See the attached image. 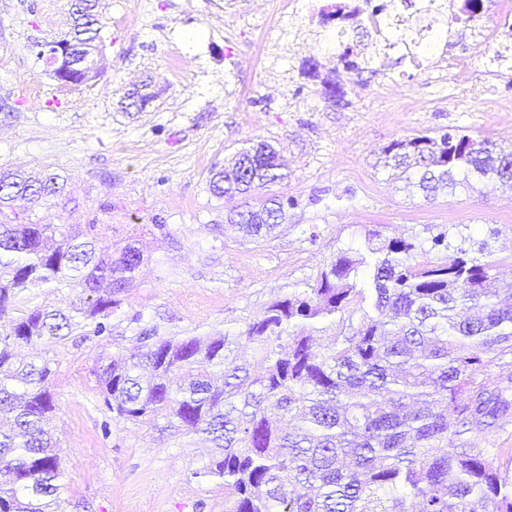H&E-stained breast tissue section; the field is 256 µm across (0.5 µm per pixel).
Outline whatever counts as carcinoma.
Listing matches in <instances>:
<instances>
[{"label":"carcinoma","instance_id":"obj_1","mask_svg":"<svg viewBox=\"0 0 512 512\" xmlns=\"http://www.w3.org/2000/svg\"><path fill=\"white\" fill-rule=\"evenodd\" d=\"M65 40L99 38L101 21L75 4ZM394 27L396 44L432 52ZM348 47L337 65L367 61ZM397 178L424 196L474 182L512 184V150L450 129L384 148ZM276 151L258 142L224 167L212 192L232 198L286 178ZM59 175L34 181L0 174V319L15 290L79 288L81 307L35 308L0 334V512H63L62 473L48 427L56 404L47 357L23 363L16 348L102 336L120 295L143 263L132 244L114 258L97 237L62 224H21L6 213L18 196L55 197ZM297 201L274 196L229 220L268 239ZM454 251L448 258V250ZM441 255L420 261L425 251ZM453 243L448 230L426 243L365 234V249H341L313 283L270 303L238 332L169 339L141 330L128 355L99 366L98 385L115 418L176 434H203L214 448L194 475L224 483V512H512V479L485 432L512 415V296L496 285L495 261ZM336 327L328 344L313 332ZM252 360L236 353L239 337ZM502 369L496 382L491 366ZM455 444L448 446V437Z\"/></svg>","mask_w":512,"mask_h":512}]
</instances>
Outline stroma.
<instances>
[{
    "label": "stroma",
    "instance_id": "35a3bbf8",
    "mask_svg": "<svg viewBox=\"0 0 512 512\" xmlns=\"http://www.w3.org/2000/svg\"><path fill=\"white\" fill-rule=\"evenodd\" d=\"M222 2L218 10L211 0H98L104 27L94 71L65 85L37 52L70 31L71 0H0V171L65 179L57 197L15 201L18 217L92 224L112 252L134 243L145 256L108 319L110 334L45 348L65 512H224L223 486L198 475L206 442L115 420L103 402L96 360L129 353L139 328L176 339L241 330L375 228L424 239L466 226L512 284V188L461 186L427 201L405 190L382 155L393 141L451 127L512 148V68L484 65L498 0L480 28H460L445 54L418 63L351 32L350 43L378 55L346 77L321 28L270 16L263 0ZM175 51L178 76L168 67ZM452 57L465 65V81L449 70ZM309 59L317 77L305 72ZM336 80L340 100L323 93ZM34 82L37 98L25 93ZM142 83L150 103L123 111V94ZM257 140L279 151L288 172L267 194L298 202L268 241L227 223L231 202L210 190L225 160ZM84 302L77 290L24 288L15 307Z\"/></svg>",
    "mask_w": 512,
    "mask_h": 512
}]
</instances>
